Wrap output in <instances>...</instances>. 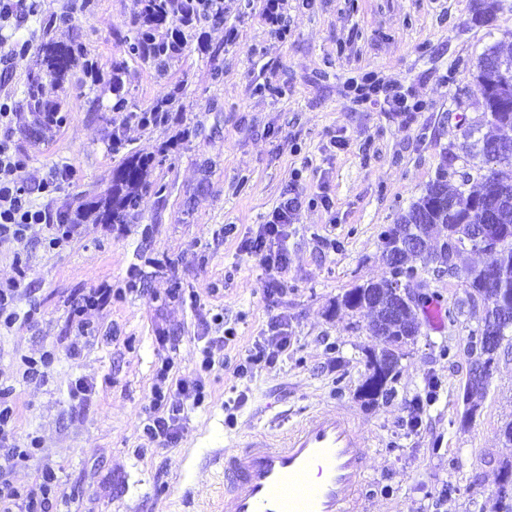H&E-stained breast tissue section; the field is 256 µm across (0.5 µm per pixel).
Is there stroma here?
<instances>
[{
    "instance_id": "35a3bbf8",
    "label": "stroma",
    "mask_w": 512,
    "mask_h": 512,
    "mask_svg": "<svg viewBox=\"0 0 512 512\" xmlns=\"http://www.w3.org/2000/svg\"><path fill=\"white\" fill-rule=\"evenodd\" d=\"M483 0H288L286 40L260 4L224 0V18L187 28V47L166 75L125 52L122 38L140 19V0H91L50 38L81 49L100 82L76 76L52 90L64 117L45 135L20 113L15 139L27 174L41 179L66 162L72 176L56 196L66 211L76 194L104 193L122 157L107 148L112 105L152 107L181 89L166 126L125 128L128 150L153 157L137 219L84 224L74 240L46 251L34 228L18 249L0 247V280L21 277L36 302L33 321L0 333V377L15 379L21 357L52 350L44 382H17V441L37 433L41 464L59 479L51 512H200L222 490L211 455L256 433H285L324 406L346 405L368 445L365 512H485L512 445L499 436L512 420V344L471 421L463 390L472 358L467 338L484 316L459 278L429 276L433 303L452 319L420 333L400 364L395 394L366 404L358 389L366 356L380 343L366 313L337 307L353 286L387 274L380 234L396 224L433 179L444 157L473 168L464 132L482 120L474 75L482 55L512 40V0L488 23L471 17ZM375 72L420 99L419 112L354 103L351 80ZM120 93H113V84ZM303 207L288 228L287 288L272 289L258 257L241 249L255 238L282 194ZM330 206H323L321 197ZM26 264L16 271L13 252ZM108 285L109 303L90 311L95 336L78 338L73 304ZM199 297L197 305L186 295ZM235 335L214 346L210 397L191 411L166 447L142 433L143 409L163 361L195 379L200 337ZM288 322L291 346L274 368L239 378L243 361L270 323ZM79 345L82 354L71 359ZM92 386L89 400L69 390ZM437 382V398L410 427L409 405Z\"/></svg>"
}]
</instances>
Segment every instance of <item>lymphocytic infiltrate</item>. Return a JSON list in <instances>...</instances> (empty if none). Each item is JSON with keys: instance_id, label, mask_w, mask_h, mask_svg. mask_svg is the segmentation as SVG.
Here are the masks:
<instances>
[{"instance_id": "f902f5d3", "label": "lymphocytic infiltrate", "mask_w": 512, "mask_h": 512, "mask_svg": "<svg viewBox=\"0 0 512 512\" xmlns=\"http://www.w3.org/2000/svg\"><path fill=\"white\" fill-rule=\"evenodd\" d=\"M41 15L42 0H0V246L22 243L36 225L45 230V241L51 249L71 241L78 232L77 224L63 223L51 206L70 175L69 167L59 164L40 180L28 181L27 163L14 138L17 112L7 85V69L16 57L28 53L32 47V36L22 33V26ZM353 90L361 104L381 103L393 112H417L422 108L421 102L410 101L397 86L378 82L370 74L354 84ZM300 208L298 197H283L262 235L243 245L247 253L259 256L276 273V283L280 286L285 283L288 269V226L294 223ZM201 354L194 382L170 381L169 364H162L159 369L143 421V433L150 441L161 445L176 442L186 426V406L198 407L204 403L205 380L215 361L210 347H203ZM13 392V385L0 381V512H49L58 489L54 470L41 471L39 486L34 491L16 485L10 478L15 468L34 461L41 449L39 437H31L24 444L15 438ZM173 393L182 396V403H170L169 396Z\"/></svg>"}]
</instances>
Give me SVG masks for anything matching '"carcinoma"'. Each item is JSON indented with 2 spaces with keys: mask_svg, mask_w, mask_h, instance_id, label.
<instances>
[{
  "mask_svg": "<svg viewBox=\"0 0 512 512\" xmlns=\"http://www.w3.org/2000/svg\"><path fill=\"white\" fill-rule=\"evenodd\" d=\"M148 12L132 30V35L124 38L127 53L132 59L152 64L160 74L167 72L173 57L163 53L156 39V31L162 25L171 26L176 34L182 28L193 24V19L185 13L167 8L168 0H144ZM91 61L85 55L67 45L52 39L41 43L37 50L35 68L29 73L24 89L26 110L32 116V125L37 131L50 129L63 122L59 104L45 94V81L63 88L69 76L77 69L86 71ZM483 105V125L487 132L473 143V158L485 163L486 156L498 148L500 137L497 130L504 124H512V89L498 92L488 83H476ZM154 159L136 152H129L121 163L112 170L111 185L101 195L89 197L76 195L67 214L75 223L126 224L137 215L142 190L149 186V176ZM463 183L452 185L443 183L453 202L454 211L448 215L433 198L431 183L425 193L413 202L401 222L381 232L385 250L397 246L399 241L409 237H424L427 243L423 253L402 251L400 261L405 270H414L413 263L422 258L426 262L445 263L448 261V247L458 251L480 252L484 248L496 249L504 277L501 287H485V276L477 274L466 280L469 297L478 299L485 307L484 319H506L498 327L496 348H501L507 332L512 330V176H503L505 195L488 193L486 184L480 180L469 181L463 174ZM483 194L489 199V206L498 213V229L490 241L476 240L470 235V225L479 224V216L472 212V199ZM467 223H462V220ZM400 271L391 272V277L377 282H368L346 291L339 304L352 311L367 310L372 313L370 329L379 339V351L367 355L368 375L359 388V397L374 403L380 398L393 395V383L397 380L400 360L406 350L415 342L420 331L417 309L420 302L410 303L401 296V291L393 287ZM400 304L397 317L382 326L380 306ZM501 485L496 495V512H512V463L502 467Z\"/></svg>",
  "mask_w": 512,
  "mask_h": 512,
  "instance_id": "obj_1",
  "label": "carcinoma"
}]
</instances>
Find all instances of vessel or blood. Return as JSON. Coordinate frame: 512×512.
<instances>
[{"label":"vessel or blood","instance_id":"1","mask_svg":"<svg viewBox=\"0 0 512 512\" xmlns=\"http://www.w3.org/2000/svg\"><path fill=\"white\" fill-rule=\"evenodd\" d=\"M367 443L345 408L316 410L280 438L257 434L217 456V512H359Z\"/></svg>","mask_w":512,"mask_h":512}]
</instances>
